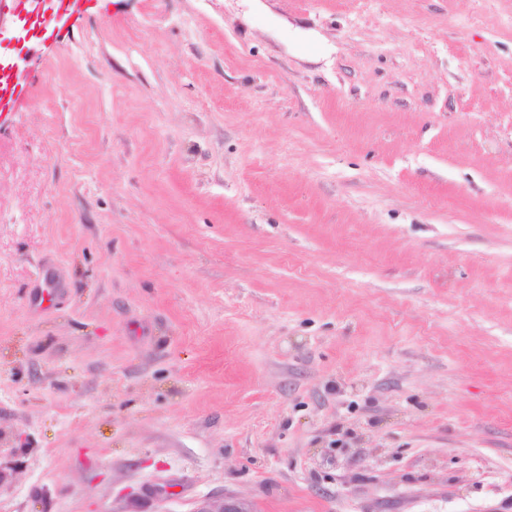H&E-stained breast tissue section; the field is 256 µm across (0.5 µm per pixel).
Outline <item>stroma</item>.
<instances>
[{
  "instance_id": "obj_1",
  "label": "stroma",
  "mask_w": 512,
  "mask_h": 512,
  "mask_svg": "<svg viewBox=\"0 0 512 512\" xmlns=\"http://www.w3.org/2000/svg\"><path fill=\"white\" fill-rule=\"evenodd\" d=\"M18 50L0 512H512V0H90ZM245 502L233 495H210L196 502L192 512H249Z\"/></svg>"
}]
</instances>
